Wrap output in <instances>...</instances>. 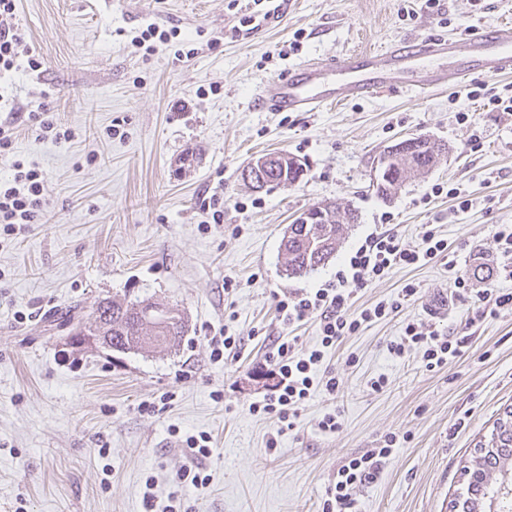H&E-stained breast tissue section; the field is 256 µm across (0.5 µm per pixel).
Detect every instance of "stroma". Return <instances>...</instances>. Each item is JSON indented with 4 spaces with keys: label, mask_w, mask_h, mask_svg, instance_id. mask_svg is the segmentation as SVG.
I'll list each match as a JSON object with an SVG mask.
<instances>
[{
    "label": "stroma",
    "mask_w": 512,
    "mask_h": 512,
    "mask_svg": "<svg viewBox=\"0 0 512 512\" xmlns=\"http://www.w3.org/2000/svg\"><path fill=\"white\" fill-rule=\"evenodd\" d=\"M441 5L440 18L419 0H289L280 21L246 38L247 0H19L20 50L41 67L0 79L16 113L0 180L10 179L13 159L36 164L46 214L0 235V512H149V477L159 500L177 493L186 512H322L337 469L389 434L404 443L377 482L357 489L356 512H449L467 489L476 444L512 404V309L468 323L449 298L443 261L393 269L358 293L361 309L396 299L406 282L418 288L396 316L326 349L336 393L315 388L284 430L250 410L273 383L265 363L275 337L295 334L301 352L320 343L317 322L292 331L281 323L277 296L322 287L370 234L390 229L417 247L435 225L459 272L480 264L491 271L481 287L512 289L495 240L512 225V112L448 89L319 112L253 103L262 81L303 60L512 22V0ZM151 23L179 28V40L144 54L133 38ZM178 101L187 110L175 111ZM45 105L70 140L41 139L28 122ZM459 112L471 122L458 123ZM109 126L117 136H105ZM412 135L434 136L448 151L391 198L378 196L380 155ZM270 152L306 163L305 178L245 186L243 165ZM437 183L466 190L471 207L432 196ZM213 197L220 224L203 207ZM322 201L359 219L325 267L287 277L284 231ZM443 296L447 313L430 315ZM105 298L167 304L187 331L175 345L122 353L50 327L53 315L74 305L88 313ZM409 322L469 337V346L426 370L420 353L387 349ZM223 333L238 343L217 361L209 340ZM381 374L386 386L373 389ZM328 413L341 427L324 433L317 424ZM203 432L213 448L201 461L209 480L176 486L182 441Z\"/></svg>",
    "instance_id": "stroma-1"
}]
</instances>
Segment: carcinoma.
<instances>
[{"label": "carcinoma", "instance_id": "obj_1", "mask_svg": "<svg viewBox=\"0 0 512 512\" xmlns=\"http://www.w3.org/2000/svg\"><path fill=\"white\" fill-rule=\"evenodd\" d=\"M343 234L341 224H290L288 244L281 249L286 275L301 277L329 262ZM150 307H159L165 314L164 325L158 330L143 323L140 313ZM60 325H70L81 336H108L109 346L116 351L141 350L145 341L160 346L181 339L186 332L182 315L158 302L117 301L106 298L98 302L93 313L83 318L72 310L60 316ZM480 448H512V405L504 408L493 423L488 440L479 442Z\"/></svg>", "mask_w": 512, "mask_h": 512}]
</instances>
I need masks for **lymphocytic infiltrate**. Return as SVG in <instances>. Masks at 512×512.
Instances as JSON below:
<instances>
[{"label":"lymphocytic infiltrate","instance_id":"1","mask_svg":"<svg viewBox=\"0 0 512 512\" xmlns=\"http://www.w3.org/2000/svg\"><path fill=\"white\" fill-rule=\"evenodd\" d=\"M17 0H0V75L18 66L22 42L16 23ZM11 179L0 182V224L13 230L18 224H31L45 210L44 175L35 166L14 161ZM448 256V243L440 238L434 227H427L421 246H403L394 233L383 231L369 235L355 248L339 268L332 281L310 291L286 293L280 296L276 310L283 325L290 326L308 319L316 320L320 345L305 353H297L296 341L287 336L277 337L267 363L275 382L261 400L252 403L253 412L266 415L283 424L296 415L314 386H324L336 392V375H319L324 351L345 337L356 335L365 324L387 319L397 313L401 302L414 297L418 288L406 283L397 300L381 302L354 310V296L369 282L384 277L396 267L421 266ZM454 294L459 302L475 299L482 309L473 311V319H482L486 308L512 307V291L501 288H476L462 275H454ZM466 340L438 330L425 323H407L400 341L390 343L389 351L400 357L414 350L420 353L427 370L447 365L462 353ZM399 440L388 435L381 446L354 455L337 469L332 486L327 491L322 512H350L355 506L354 492L361 486L374 483L382 473L385 460L396 451Z\"/></svg>","mask_w":512,"mask_h":512}]
</instances>
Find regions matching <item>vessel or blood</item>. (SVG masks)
<instances>
[{
  "mask_svg": "<svg viewBox=\"0 0 512 512\" xmlns=\"http://www.w3.org/2000/svg\"><path fill=\"white\" fill-rule=\"evenodd\" d=\"M421 66L426 69L423 79H414ZM488 72L512 74L511 24L467 38H422L348 51L326 65L305 61L286 78L262 82L256 100L271 112H317L396 89L420 97L458 89Z\"/></svg>",
  "mask_w": 512,
  "mask_h": 512,
  "instance_id": "b4317fda",
  "label": "vessel or blood"
}]
</instances>
